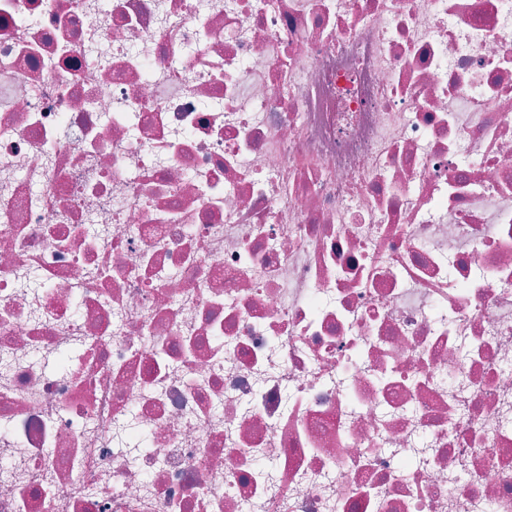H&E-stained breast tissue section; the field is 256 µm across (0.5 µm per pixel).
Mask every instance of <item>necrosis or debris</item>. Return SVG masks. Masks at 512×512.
<instances>
[{"instance_id": "1", "label": "necrosis or debris", "mask_w": 512, "mask_h": 512, "mask_svg": "<svg viewBox=\"0 0 512 512\" xmlns=\"http://www.w3.org/2000/svg\"><path fill=\"white\" fill-rule=\"evenodd\" d=\"M0 512H512V0H0Z\"/></svg>"}]
</instances>
